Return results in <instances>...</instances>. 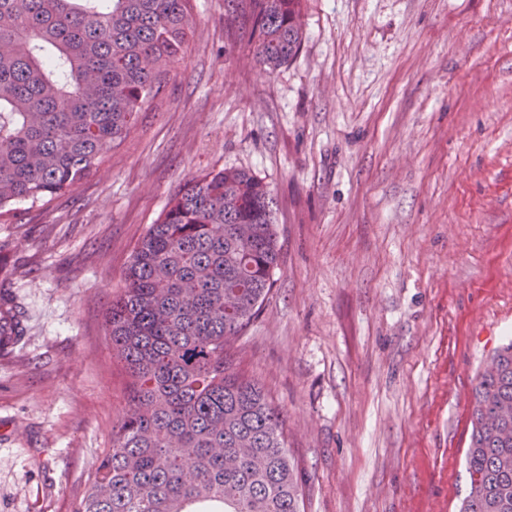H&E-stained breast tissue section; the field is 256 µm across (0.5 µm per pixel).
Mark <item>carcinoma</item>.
I'll return each mask as SVG.
<instances>
[{"label": "carcinoma", "instance_id": "1", "mask_svg": "<svg viewBox=\"0 0 512 512\" xmlns=\"http://www.w3.org/2000/svg\"><path fill=\"white\" fill-rule=\"evenodd\" d=\"M259 64L299 54L303 0H224ZM194 0H0V218L50 204L161 100ZM276 201L245 170L195 176L135 246L104 316L128 410L72 512H305L281 411L232 346L272 288ZM459 512H512V341L478 378Z\"/></svg>", "mask_w": 512, "mask_h": 512}]
</instances>
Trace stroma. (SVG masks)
Instances as JSON below:
<instances>
[{"label":"stroma","mask_w":512,"mask_h":512,"mask_svg":"<svg viewBox=\"0 0 512 512\" xmlns=\"http://www.w3.org/2000/svg\"><path fill=\"white\" fill-rule=\"evenodd\" d=\"M97 171L0 220V512H72L126 373L104 313L169 198L272 190L280 259L239 367L285 420L306 512H457L478 375L512 340V0H307L268 72L224 0Z\"/></svg>","instance_id":"obj_1"}]
</instances>
